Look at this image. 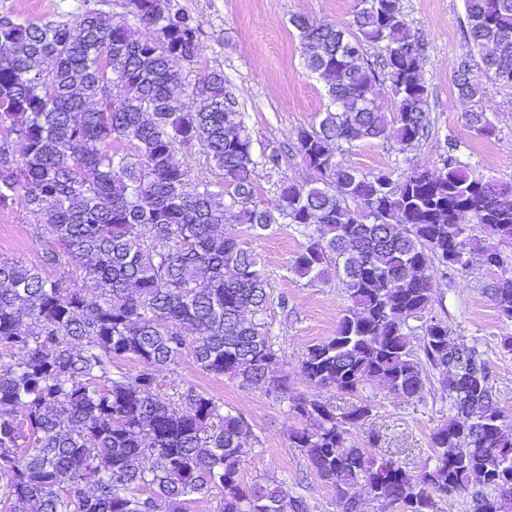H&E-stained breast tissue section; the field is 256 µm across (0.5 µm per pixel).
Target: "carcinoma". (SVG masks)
<instances>
[{"label":"carcinoma","instance_id":"obj_1","mask_svg":"<svg viewBox=\"0 0 512 512\" xmlns=\"http://www.w3.org/2000/svg\"><path fill=\"white\" fill-rule=\"evenodd\" d=\"M125 5L145 36L91 0L71 21L0 17V211L18 203L34 231L51 233L38 264L0 256V512H190L214 493L217 512H307L276 480L243 484L242 416L192 386L161 400L155 370L185 351L206 374L291 400L302 420L292 447L332 485L341 512H361L358 486L398 512H438L439 500L467 492L472 512H512V434L486 362L451 341L440 319L417 347L404 332L434 302V263L463 273L478 251L485 266H504L484 238L512 240V186L478 173L454 139L434 169L397 179L338 160L364 141L402 152L429 135L423 47L400 0H355L346 26L292 18L329 104L296 133L315 178L283 184L274 211L245 201L257 168H278L282 152L255 155L224 71H196L200 25L172 0ZM465 7L467 44L493 83L512 88V0ZM473 62L470 52L460 57L455 86L474 103L468 128L489 139L496 126ZM380 82L396 100L392 118L376 105ZM195 144L213 177L194 178L174 160ZM226 224L256 235L290 224L308 238L297 276L323 280L332 264L342 272L350 305L335 333L307 349L309 383L353 394L377 380L411 400L423 397L427 368L447 377L450 416L432 433V469L347 445L371 405L338 417L290 395L262 322L268 279ZM62 263L70 276L50 279L47 269ZM490 291L512 319V276ZM125 359L141 370L113 375Z\"/></svg>","mask_w":512,"mask_h":512}]
</instances>
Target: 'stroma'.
Here are the masks:
<instances>
[{
  "mask_svg": "<svg viewBox=\"0 0 512 512\" xmlns=\"http://www.w3.org/2000/svg\"><path fill=\"white\" fill-rule=\"evenodd\" d=\"M83 0H0V16L18 20H66ZM178 8L200 24L198 69L223 70L236 108L249 128L254 148L276 147L283 153L276 169H259L250 206L272 209L278 204L281 183H303L313 173L296 149L295 133L315 125L327 103L325 90L306 70L295 15L344 25L352 18L354 0H174ZM413 29L426 46L422 78L429 90L428 111L432 129L415 147L398 151L382 142L363 143L343 155V162L363 173L381 170L401 176L413 168H433L446 137L463 144L466 159L485 175L512 184V89L488 85L484 106L497 127L491 139L472 136L465 125V104L455 88L458 57L467 49L464 0H400ZM227 232L239 236L253 250L271 284L273 296L288 298L287 307L271 304L263 316L265 329L281 356L280 369L288 376L292 392L334 406L345 413L366 402L372 412L350 427L348 441L358 448L377 437V456L393 458L407 469L420 471L435 463L431 434L448 417L445 378L430 372L422 400H405L375 381L366 382L355 394H339L309 384L299 371L309 346L329 336L348 305L336 275L308 282L291 270L295 254L306 237L286 224L272 225L254 237L241 224ZM44 240L34 234L21 209L0 212V255L26 264L37 263ZM504 268L487 269L472 256L467 273L441 265L430 270L435 303L432 311L410 318L405 326L412 340H419L431 316L448 325L452 341L477 347L489 368V385L512 431V352L501 346L512 335V321L501 317L488 293L501 274H512V244H500ZM163 399L192 386L219 399L225 409L242 414L252 428L251 451L241 467L244 484L281 482L287 498H300L307 512H340L331 484L310 469L303 453L293 448L289 432L297 422L287 403L274 395L248 389L227 378L202 373L190 354L158 373Z\"/></svg>",
  "mask_w": 512,
  "mask_h": 512,
  "instance_id": "35a3bbf8",
  "label": "stroma"
}]
</instances>
